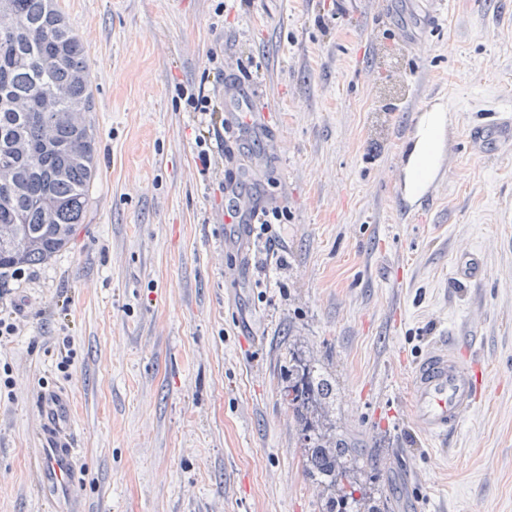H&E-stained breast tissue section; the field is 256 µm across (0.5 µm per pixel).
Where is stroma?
<instances>
[{
  "mask_svg": "<svg viewBox=\"0 0 512 512\" xmlns=\"http://www.w3.org/2000/svg\"><path fill=\"white\" fill-rule=\"evenodd\" d=\"M380 2L58 0L98 177L71 249L0 275L21 326L0 343V512H323L281 397L296 353L335 379L322 421L385 512H512V146L466 137L512 112V0H391L375 28ZM439 103L422 203L404 162ZM228 174L287 210L269 247L226 215ZM451 336L481 390L443 448L408 393ZM48 393L72 403V492L38 474Z\"/></svg>",
  "mask_w": 512,
  "mask_h": 512,
  "instance_id": "35a3bbf8",
  "label": "stroma"
}]
</instances>
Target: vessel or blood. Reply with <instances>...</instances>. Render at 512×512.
I'll return each instance as SVG.
<instances>
[{
	"label": "vessel or blood",
	"mask_w": 512,
	"mask_h": 512,
	"mask_svg": "<svg viewBox=\"0 0 512 512\" xmlns=\"http://www.w3.org/2000/svg\"><path fill=\"white\" fill-rule=\"evenodd\" d=\"M469 140L482 147L487 138L501 143L512 142V118L484 128L470 129ZM477 376L465 362L455 343L427 348L412 371L409 405L418 431L425 437L441 441L453 436L465 415L475 404ZM43 421L41 472L69 488L74 480L77 449L69 433L71 406L61 396L42 397L39 405Z\"/></svg>",
	"instance_id": "vessel-or-blood-1"
}]
</instances>
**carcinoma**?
<instances>
[{"instance_id": "obj_1", "label": "carcinoma", "mask_w": 512, "mask_h": 512, "mask_svg": "<svg viewBox=\"0 0 512 512\" xmlns=\"http://www.w3.org/2000/svg\"><path fill=\"white\" fill-rule=\"evenodd\" d=\"M87 51L56 0H0V268L44 262L83 223L98 172ZM283 397L306 431L305 470L323 512H379L356 477V449L319 431L332 377L288 360Z\"/></svg>"}]
</instances>
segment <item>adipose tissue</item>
<instances>
[{
    "instance_id": "obj_1",
    "label": "adipose tissue",
    "mask_w": 512,
    "mask_h": 512,
    "mask_svg": "<svg viewBox=\"0 0 512 512\" xmlns=\"http://www.w3.org/2000/svg\"><path fill=\"white\" fill-rule=\"evenodd\" d=\"M444 112L443 106H433L425 110L417 122L415 142L405 163V188L408 193H417L422 181L431 178L435 172L433 155L437 137L445 122Z\"/></svg>"
}]
</instances>
